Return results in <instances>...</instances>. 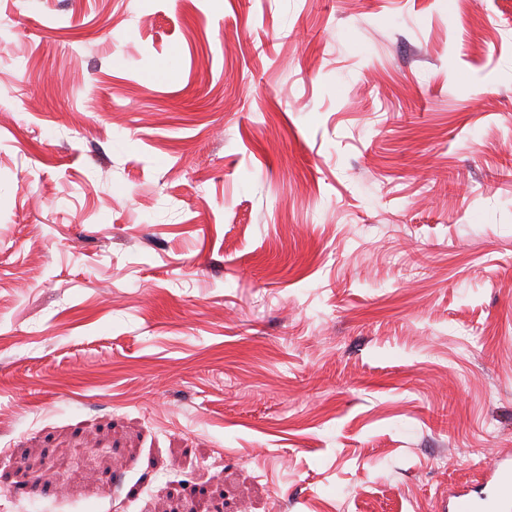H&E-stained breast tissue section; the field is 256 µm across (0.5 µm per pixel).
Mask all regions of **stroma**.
<instances>
[{"instance_id": "obj_1", "label": "stroma", "mask_w": 512, "mask_h": 512, "mask_svg": "<svg viewBox=\"0 0 512 512\" xmlns=\"http://www.w3.org/2000/svg\"><path fill=\"white\" fill-rule=\"evenodd\" d=\"M0 512H437L512 454V0H0Z\"/></svg>"}]
</instances>
